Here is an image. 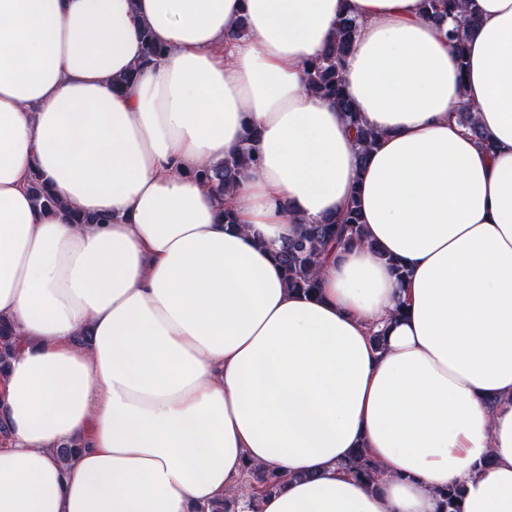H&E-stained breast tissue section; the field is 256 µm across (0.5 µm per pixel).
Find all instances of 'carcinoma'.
<instances>
[{
	"label": "carcinoma",
	"instance_id": "1",
	"mask_svg": "<svg viewBox=\"0 0 512 512\" xmlns=\"http://www.w3.org/2000/svg\"><path fill=\"white\" fill-rule=\"evenodd\" d=\"M423 8L428 16L441 20L458 9L457 0H423ZM358 34V24L349 16L341 17L336 24V39L330 42L326 51L307 66V85L309 90L331 103L346 114L354 133L358 156L365 161L377 145L376 134L365 126L350 100L344 94V60L351 50ZM144 58L150 62L164 53V48L156 43L150 33L142 34ZM459 122L479 142L489 144L488 137L472 121L470 108L457 112ZM255 135L250 134L244 145L234 154L224 157L221 162L200 169L196 176L219 195L224 189L235 183L245 167L258 162L254 154ZM30 191L35 205L43 209H53L59 205L58 196L45 183L42 176L35 173L30 180ZM364 224L356 201H351L346 210L338 217L320 222L301 224L296 234L285 241L276 256L283 267L289 288L310 295L318 289L317 269L323 260L325 251L336 247L367 245ZM16 336L8 323L0 322V367L14 354ZM344 468L355 478L376 488L379 471L377 465L362 451H356ZM249 476L264 492L274 491L279 484V476L274 473L248 471ZM462 487L451 485L440 490V512H459L458 501Z\"/></svg>",
	"mask_w": 512,
	"mask_h": 512
}]
</instances>
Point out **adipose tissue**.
Returning <instances> with one entry per match:
<instances>
[{
  "label": "adipose tissue",
  "mask_w": 512,
  "mask_h": 512,
  "mask_svg": "<svg viewBox=\"0 0 512 512\" xmlns=\"http://www.w3.org/2000/svg\"><path fill=\"white\" fill-rule=\"evenodd\" d=\"M474 5L467 30L421 0H0V512H437L451 484L512 512V0ZM345 15L363 163L306 88ZM253 128L216 196L196 171ZM353 200L369 246L288 289L276 250ZM359 448L379 490L340 469ZM30 191L36 206L43 209H53L59 205L58 196L45 183L38 173H33L30 180Z\"/></svg>",
  "instance_id": "ef3b65f1"
}]
</instances>
